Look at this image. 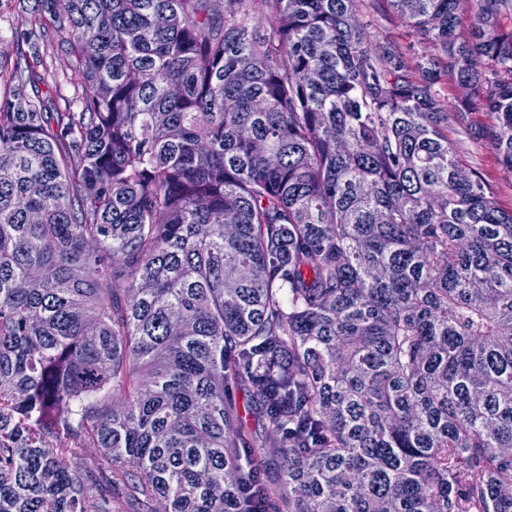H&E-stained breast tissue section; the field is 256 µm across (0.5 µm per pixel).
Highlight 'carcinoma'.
I'll return each mask as SVG.
<instances>
[{"label": "carcinoma", "mask_w": 512, "mask_h": 512, "mask_svg": "<svg viewBox=\"0 0 512 512\" xmlns=\"http://www.w3.org/2000/svg\"><path fill=\"white\" fill-rule=\"evenodd\" d=\"M31 12L0 54V512H512V209L459 160L476 134L512 169V0ZM59 40L60 38L56 34L51 33L50 42L46 43L43 48L44 59L51 69H56L60 74L64 71L71 76L73 74L71 70L73 65L72 60L62 54L58 49L57 45Z\"/></svg>", "instance_id": "cac0c4a2"}]
</instances>
